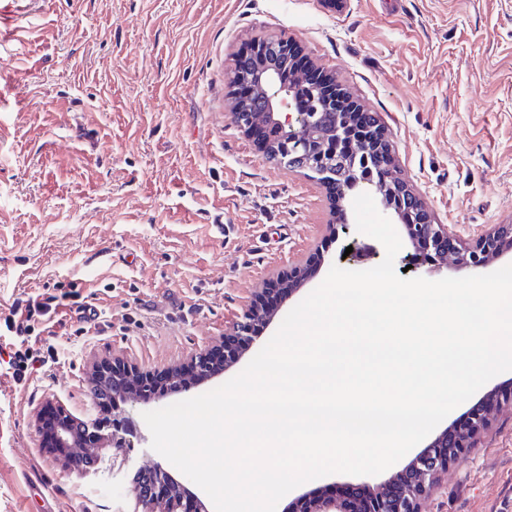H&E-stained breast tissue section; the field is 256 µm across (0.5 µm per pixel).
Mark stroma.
I'll return each mask as SVG.
<instances>
[{"label": "stroma", "instance_id": "obj_1", "mask_svg": "<svg viewBox=\"0 0 512 512\" xmlns=\"http://www.w3.org/2000/svg\"><path fill=\"white\" fill-rule=\"evenodd\" d=\"M268 35L377 114L392 175L458 243L512 224V0H0V345L25 294L72 278L103 292L95 330L36 343L41 370L0 355V512H131L135 470L161 455L105 435L94 469L75 466L39 431L49 400L98 417L101 363L165 374L318 259L269 341L332 266L383 261L354 193L268 162L234 121L233 61ZM421 512H512V400Z\"/></svg>", "mask_w": 512, "mask_h": 512}]
</instances>
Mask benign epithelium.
<instances>
[{"label":"benign epithelium","instance_id":"7a95c632","mask_svg":"<svg viewBox=\"0 0 512 512\" xmlns=\"http://www.w3.org/2000/svg\"><path fill=\"white\" fill-rule=\"evenodd\" d=\"M298 53L299 45L295 42L283 40L270 48L258 38L251 44L253 64L230 77L231 105L239 128L253 136L264 128L273 131L262 142V151L279 150L341 196L363 185L374 188L384 210L402 221L401 234L413 248L412 253L403 257L408 265L450 256L457 268L479 272L512 252V224L494 226L471 246L455 244L448 225L435 223L423 201L406 183L390 174L389 144L381 130L356 125L358 104L349 107L336 104V90L316 80L305 79L292 85L281 82L280 65L292 64ZM308 275L306 267L297 266L287 275L268 282L233 332L224 337V363H213L207 354L191 359L167 376L172 390L188 392L193 388L185 378L188 373L204 369L218 375L239 364L263 329L273 321L276 305L285 296L299 291ZM102 386L111 388L112 397L121 396L132 402L155 393L151 375L117 364L112 365V374L94 378L90 386L93 397H98ZM52 410L56 420L49 450L96 444L102 428L98 420L76 418L61 405ZM492 422L490 410L475 416L468 428L454 439L452 422L431 438L403 469L390 473L374 487L348 483L325 495L303 492L288 503L286 512H350L346 494L367 490L370 495L362 502V512H420L422 500L440 485L462 450L473 447ZM108 426L112 429L114 448H133L142 440L128 412H112ZM133 482V512H181L184 489L161 465L138 470Z\"/></svg>","mask_w":512,"mask_h":512}]
</instances>
